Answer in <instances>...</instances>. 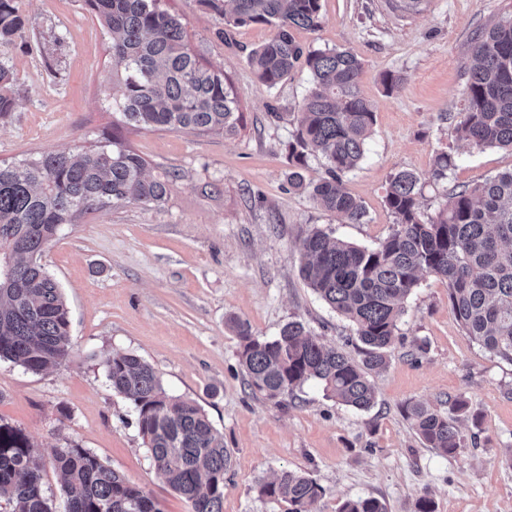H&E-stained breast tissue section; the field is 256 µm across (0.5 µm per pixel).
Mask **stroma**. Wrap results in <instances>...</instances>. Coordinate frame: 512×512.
<instances>
[{"mask_svg":"<svg viewBox=\"0 0 512 512\" xmlns=\"http://www.w3.org/2000/svg\"><path fill=\"white\" fill-rule=\"evenodd\" d=\"M178 14L203 61L223 70L243 119L230 136L193 131L127 130L112 101L110 39L83 0H16L28 21L22 37L0 48L14 73V107L0 115V163L51 151L93 150L113 132L147 162L155 177L174 167L182 177L167 204L100 208L64 225L40 263L59 284L70 316L72 355L33 373L0 361V422L29 438L54 512H64L56 449L96 455L155 498L162 512H189L156 473L132 401L112 391L104 361L137 355L172 395L198 403L224 435L232 464L224 476L223 512H288L259 497L257 484L281 471L309 474L325 494L318 512L345 499L375 497L388 512H414L429 495L435 512H512V363L465 336L446 285L423 277L406 299L400 336L385 371L374 377L376 404L358 411L306 382L283 403L252 394L238 362L240 340L228 319L272 338L291 321L319 340L356 354L352 324L330 309L299 274V244L314 228L373 248L394 218L385 195L393 174L421 177L422 212L435 214L447 192L512 170V150L466 146L454 117L465 109L471 40L512 0H427L421 13L392 0H320L317 28L294 29L304 49H344L363 63L359 90L375 108L365 157L343 181L366 209L351 224L325 212L306 186L326 173L307 154L291 184L288 145L311 86L305 65L267 89L248 62L270 26L225 25L202 0H159ZM399 75L393 90L382 78ZM454 165L435 182L436 154ZM424 344L425 353L415 351ZM465 397L479 422L462 419L476 445L454 458L424 447L401 412L409 402L445 409Z\"/></svg>","mask_w":512,"mask_h":512,"instance_id":"stroma-1","label":"stroma"}]
</instances>
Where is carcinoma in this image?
I'll return each mask as SVG.
<instances>
[{
    "label": "carcinoma",
    "instance_id": "cac0c4a2",
    "mask_svg": "<svg viewBox=\"0 0 512 512\" xmlns=\"http://www.w3.org/2000/svg\"><path fill=\"white\" fill-rule=\"evenodd\" d=\"M224 24L274 28L253 49L249 64L272 89L304 61L312 87L302 102L296 143L288 163L320 154L327 176L308 185L322 210L361 224L362 202L345 191L343 177L363 160L375 112L359 90L362 61L343 49L306 50L291 30L318 26L320 0H206ZM111 38L112 75L121 83L116 106L125 125L143 130H192L231 134L242 113L231 83L203 65L178 15L158 0H84ZM27 20L14 0H0V47L21 36ZM473 65L464 87L465 111L456 132L472 148L512 147V16L480 31L471 47ZM14 77L0 65V115L13 107ZM452 158L441 152L433 177L448 178ZM180 174L152 178L145 160L117 135L112 148L47 152L0 165V360L32 372L54 368L70 356L69 311L60 287L38 262L43 248L76 213L135 203L159 207ZM420 177L395 173L385 201L395 218L375 248L361 247L312 229L301 240L299 273L334 311L348 319L360 342V359L314 337L300 322L261 339L249 325L230 320L241 341L239 363L248 387L282 401L308 380L336 402L367 411L376 404L372 375L388 367L399 335L403 301L424 275L443 281L448 304L463 333L488 353L512 362V170L446 195L434 216L420 210ZM105 377L128 396L158 474L191 506V512H223L224 473L231 455L224 435L197 403L165 390L155 369L134 354H114ZM463 397L448 410L407 403L402 412L424 446L448 457L468 445L458 425ZM55 461L63 480L66 512H162L159 505L94 454L61 448ZM260 496L288 503V512H314L323 488L310 476L282 472L260 481ZM8 512H51L39 464L28 438L0 424V502ZM339 512H386L375 497L344 501Z\"/></svg>",
    "mask_w": 512,
    "mask_h": 512
}]
</instances>
